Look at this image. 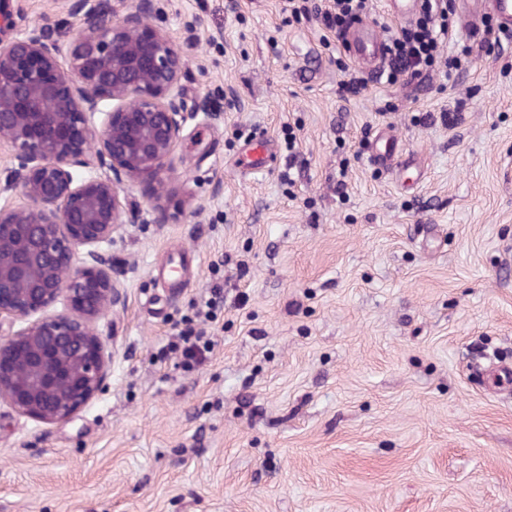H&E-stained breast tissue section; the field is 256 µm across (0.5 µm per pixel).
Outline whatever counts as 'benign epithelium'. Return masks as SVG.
Masks as SVG:
<instances>
[{"label": "benign epithelium", "instance_id": "7a95c632", "mask_svg": "<svg viewBox=\"0 0 512 512\" xmlns=\"http://www.w3.org/2000/svg\"><path fill=\"white\" fill-rule=\"evenodd\" d=\"M61 7L72 21L0 42V147L17 161L0 171V197L22 199L0 206V404L47 425L107 387L96 324L125 295L104 246L135 219L121 193L164 181L200 110L181 92L182 53L151 23L156 0L122 15L111 0Z\"/></svg>", "mask_w": 512, "mask_h": 512}]
</instances>
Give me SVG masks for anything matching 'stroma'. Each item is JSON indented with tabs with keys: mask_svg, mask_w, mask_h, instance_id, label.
Returning a JSON list of instances; mask_svg holds the SVG:
<instances>
[{
	"mask_svg": "<svg viewBox=\"0 0 512 512\" xmlns=\"http://www.w3.org/2000/svg\"><path fill=\"white\" fill-rule=\"evenodd\" d=\"M157 7L184 97L219 114L187 120L161 196L123 192L107 390L54 425L0 404V512H512V386L471 368L478 346L512 364V38L457 29L459 71L345 100L357 63L281 0ZM61 19L0 0V40ZM385 129L419 170L366 161ZM254 138L262 174L241 167ZM176 249L193 283L172 297ZM215 281L211 359L154 362ZM191 260V255L185 250H179L176 253L170 254L167 260L169 269L160 276L162 287L172 292H180L188 288L192 281L185 278L181 271L184 270ZM173 265H177V267ZM177 268L179 269L176 270Z\"/></svg>",
	"mask_w": 512,
	"mask_h": 512,
	"instance_id": "obj_1",
	"label": "stroma"
}]
</instances>
